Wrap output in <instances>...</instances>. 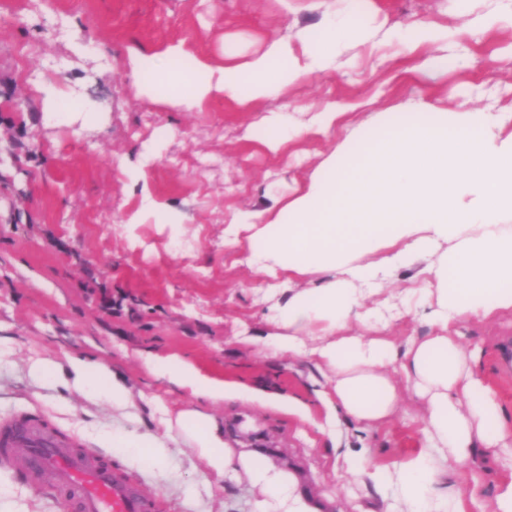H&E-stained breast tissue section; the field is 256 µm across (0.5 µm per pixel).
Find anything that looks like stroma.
<instances>
[{
  "instance_id": "1",
  "label": "stroma",
  "mask_w": 512,
  "mask_h": 512,
  "mask_svg": "<svg viewBox=\"0 0 512 512\" xmlns=\"http://www.w3.org/2000/svg\"><path fill=\"white\" fill-rule=\"evenodd\" d=\"M368 19L373 39L348 48L342 65L317 73L250 112L216 99L187 112L148 99L123 69L130 47L185 40L199 53L247 60L274 34L295 35L332 15ZM445 27L448 66H425L434 49L410 51L413 25ZM85 44L76 54L73 41ZM54 78L102 115L100 123L47 122L33 87ZM417 102L451 112L512 108V0H0V417L25 409L110 452L168 504V512H253L246 481L217 480L166 422L183 409L208 416L236 448L247 439L295 472L326 512H385L399 495L347 471L366 453L393 469L422 438L426 405L400 384L390 425L368 428L322 401L328 381L304 356L268 344L278 334L262 275L224 243L232 213L294 197L331 153L335 138L301 136L286 155L262 149L259 121L284 113L347 110L354 123ZM169 138L144 178L183 217L182 234L140 224L131 247L123 224L140 192L122 169L159 129ZM482 351L483 373L512 413V313L460 327ZM56 367L42 377L35 361ZM107 369L130 391L116 407L75 389L71 361ZM180 363L223 382L224 397L194 394L152 371ZM307 407L289 413V401ZM163 450L146 460L138 444ZM512 475V447L461 468L467 512H496ZM0 512H59L22 476L0 471Z\"/></svg>"
}]
</instances>
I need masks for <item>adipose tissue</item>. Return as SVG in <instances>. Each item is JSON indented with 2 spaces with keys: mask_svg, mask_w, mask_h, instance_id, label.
<instances>
[{
  "mask_svg": "<svg viewBox=\"0 0 512 512\" xmlns=\"http://www.w3.org/2000/svg\"><path fill=\"white\" fill-rule=\"evenodd\" d=\"M362 17L327 20L292 37L269 38L239 62L189 56L180 41L148 54L129 50L125 70L150 100L164 98L201 110L214 98L248 109L311 74L332 68L338 46L365 39ZM188 67H180V60ZM47 119L98 123L81 96L45 81L35 88ZM343 113H315L295 131L280 112L263 121L260 145L287 151L299 133L327 135ZM160 130L128 169L140 207L128 224L178 229L174 210L158 201L141 173L167 138ZM248 242L245 261L263 273L277 297L278 349L306 357L331 374L323 399L353 422L374 427L397 411L399 385H411L427 404L420 448L395 470H375L368 458L349 460L352 472L396 483L405 512H466L455 483L457 465L489 455L512 440L504 415L480 374L476 351L463 344L461 324L512 310V113L435 111L414 104L388 113L383 125L348 130L294 198L261 210H242L224 241ZM420 264L421 280L407 288L412 309L427 315L423 336L397 343L386 331L394 306L383 285L399 265ZM359 332H352V325ZM74 382L121 406L129 390L108 371L73 363ZM208 470L220 479H246L260 493L255 512H321L290 472L249 451L230 448L202 416L179 413Z\"/></svg>",
  "mask_w": 512,
  "mask_h": 512,
  "instance_id": "ef3b65f1",
  "label": "adipose tissue"
}]
</instances>
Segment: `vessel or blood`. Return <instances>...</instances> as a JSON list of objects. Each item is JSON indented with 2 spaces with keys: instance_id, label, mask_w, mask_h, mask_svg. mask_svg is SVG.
Listing matches in <instances>:
<instances>
[{
  "instance_id": "b4317fda",
  "label": "vessel or blood",
  "mask_w": 512,
  "mask_h": 512,
  "mask_svg": "<svg viewBox=\"0 0 512 512\" xmlns=\"http://www.w3.org/2000/svg\"><path fill=\"white\" fill-rule=\"evenodd\" d=\"M0 470L19 472L60 512H167L165 500L38 411L0 418Z\"/></svg>"
}]
</instances>
